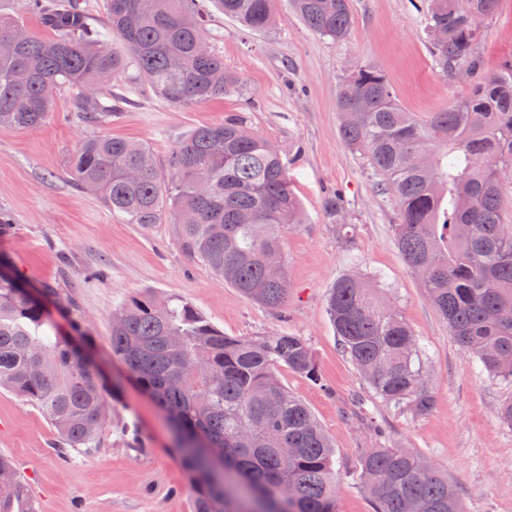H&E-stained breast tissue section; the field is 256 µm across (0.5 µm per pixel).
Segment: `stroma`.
Here are the masks:
<instances>
[{"label":"stroma","instance_id":"35a3bbf8","mask_svg":"<svg viewBox=\"0 0 512 512\" xmlns=\"http://www.w3.org/2000/svg\"><path fill=\"white\" fill-rule=\"evenodd\" d=\"M349 3L351 31L335 41L311 31L289 0H274L277 23L262 32L226 17L218 0H203L211 46L238 79L224 98L174 107L131 70L110 84L120 110L103 133L147 145L160 166L193 129L234 112L279 149L304 219L284 236L291 292L282 311L246 299L190 258L177 225L127 223L74 183L69 161L90 133L71 110L76 90L59 93L43 126L0 131V211L12 219L0 253L21 281L45 291L60 328L95 358L115 394L97 445L66 448L36 406L0 390V454L35 471L25 502L33 512H194L168 422L112 358V313L143 290L192 303L229 336L291 332L307 340L320 382L285 369L279 378L335 446L338 512H373L360 460L380 444L420 453L456 486L466 512H512V427L496 418L512 385L480 373L449 336L394 244V198L338 132L337 98L354 65L383 70L402 107L422 119L469 95L471 81L448 80L436 67L425 0ZM478 52L487 73L512 58V0L482 20ZM331 197L342 201V219L326 210ZM350 270L381 278L418 336L435 399L427 415L377 399L340 352L326 296Z\"/></svg>","mask_w":512,"mask_h":512}]
</instances>
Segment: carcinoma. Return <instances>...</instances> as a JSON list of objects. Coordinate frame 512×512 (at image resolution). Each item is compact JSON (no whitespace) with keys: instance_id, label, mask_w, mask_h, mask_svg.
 <instances>
[{"instance_id":"carcinoma-1","label":"carcinoma","mask_w":512,"mask_h":512,"mask_svg":"<svg viewBox=\"0 0 512 512\" xmlns=\"http://www.w3.org/2000/svg\"><path fill=\"white\" fill-rule=\"evenodd\" d=\"M197 0H105L93 23L82 0H28L46 36L16 38L25 26L0 8V130L42 126L62 88L93 87L72 111L98 127L119 105L105 86L135 67L174 107L222 97L237 84L207 43ZM224 14L264 31L273 0H220ZM315 33H349L348 0H290ZM498 0H428L426 28L445 76L467 70L470 94L418 119L399 104L376 66H354L337 100L339 134L363 154L398 205L394 241L420 275L436 312L481 372L512 384V222L504 180L512 175V59L480 76L481 20ZM74 182L92 190L130 224L169 217L181 248L246 298L279 311L290 284L284 233L302 223L288 162L249 130L241 115L196 128L162 172L142 144L92 133L76 151ZM327 313L343 355L373 394L414 416L434 395L423 378L422 347L374 280L342 274ZM112 358L167 417L191 476L195 512H277L276 490H294L289 512H337L335 449L310 409L279 379L282 368L320 380L301 336H226L188 302L145 291L112 313ZM0 389L34 403L60 442L90 448L109 420L106 384L94 364L57 327L41 297L14 275L0 276ZM228 463L224 484L209 470L207 448ZM361 479L374 512H463L448 477L409 448H372ZM25 486L0 457V512H14Z\"/></svg>"}]
</instances>
